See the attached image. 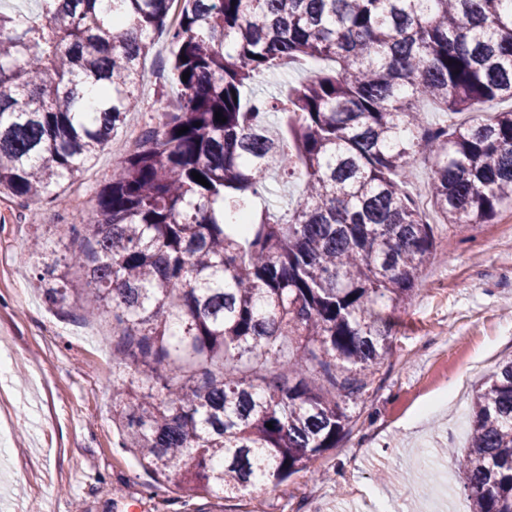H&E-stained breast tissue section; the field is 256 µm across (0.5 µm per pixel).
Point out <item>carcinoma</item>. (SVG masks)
I'll return each mask as SVG.
<instances>
[{"mask_svg": "<svg viewBox=\"0 0 512 512\" xmlns=\"http://www.w3.org/2000/svg\"><path fill=\"white\" fill-rule=\"evenodd\" d=\"M36 2L0 10V190L67 204L60 188L138 106L157 32L178 95L72 226L95 243L70 257L84 285L33 243L41 290L112 307V419L147 471L190 498L280 484L336 447L390 351L386 311L435 256L413 163L432 160L431 206L461 231L512 204V109L484 114L512 101V0ZM318 59L334 65L246 93ZM418 99L448 120L428 126ZM275 173L301 181L296 204L278 205ZM441 454L471 512H512V360L478 390L468 448Z\"/></svg>", "mask_w": 512, "mask_h": 512, "instance_id": "carcinoma-1", "label": "carcinoma"}]
</instances>
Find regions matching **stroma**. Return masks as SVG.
I'll return each instance as SVG.
<instances>
[{"mask_svg": "<svg viewBox=\"0 0 512 512\" xmlns=\"http://www.w3.org/2000/svg\"><path fill=\"white\" fill-rule=\"evenodd\" d=\"M172 45L155 39L141 107L68 188V207L0 193V336L17 363L0 427V502L7 512H184L185 493L120 448L112 422V316L71 320L46 303L27 244L57 258L80 249L70 232L90 214L120 157L174 97ZM436 254L412 300L391 314L379 373L350 404L336 448L277 486L226 501L224 512H469L456 479L425 480L441 449H465L473 395L512 357V209L466 231L432 219Z\"/></svg>", "mask_w": 512, "mask_h": 512, "instance_id": "35a3bbf8", "label": "stroma"}]
</instances>
